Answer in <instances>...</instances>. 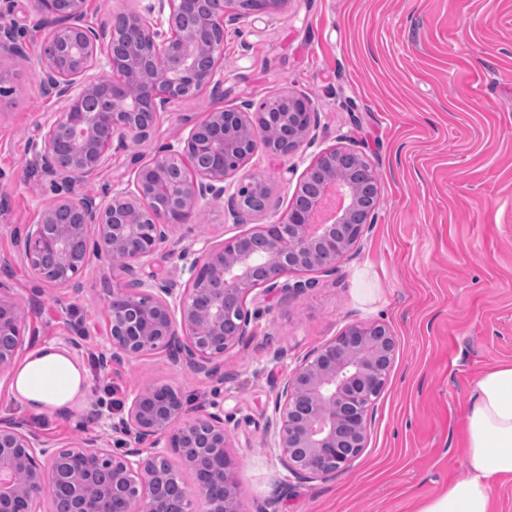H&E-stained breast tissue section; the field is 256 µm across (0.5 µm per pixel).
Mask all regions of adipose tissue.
<instances>
[{
	"mask_svg": "<svg viewBox=\"0 0 512 512\" xmlns=\"http://www.w3.org/2000/svg\"><path fill=\"white\" fill-rule=\"evenodd\" d=\"M85 389L79 360L55 343L23 358L10 386L12 396L35 415L65 413ZM471 399L466 471L444 492L425 501L419 512H493L494 487L512 481V364L484 372Z\"/></svg>",
	"mask_w": 512,
	"mask_h": 512,
	"instance_id": "1",
	"label": "adipose tissue"
}]
</instances>
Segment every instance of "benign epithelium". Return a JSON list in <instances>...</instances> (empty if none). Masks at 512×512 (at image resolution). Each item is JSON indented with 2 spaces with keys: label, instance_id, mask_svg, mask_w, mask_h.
Returning <instances> with one entry per match:
<instances>
[{
  "label": "benign epithelium",
  "instance_id": "benign-epithelium-1",
  "mask_svg": "<svg viewBox=\"0 0 512 512\" xmlns=\"http://www.w3.org/2000/svg\"><path fill=\"white\" fill-rule=\"evenodd\" d=\"M205 0H148L145 12L86 20V0H35L45 31L34 74L57 111L28 144L27 165L67 195L45 206L25 227L19 246L31 270L60 288L81 292L78 272L97 255L114 266L115 284L106 299L108 327L101 360L122 364L168 351L195 374L212 376L224 353L253 335L247 302L286 299L317 285L296 274L336 273L372 223L376 201L354 188L368 165L350 148L314 156L288 209L267 224L243 231L255 211L251 197L269 194L267 182L240 172L262 151L303 159L314 144L315 108L306 94L277 91L258 108L250 103L211 112L187 135L159 146L144 160L133 158L131 176L101 193L87 191L109 167L112 149L127 150L148 139L171 104L202 90L224 87L223 44H204L199 26L224 31L245 23L277 0H236L202 11ZM0 10V60L23 57L16 22ZM126 54H112L116 36ZM167 71L159 80L156 73ZM148 112L152 122L141 125ZM288 125L277 141L263 132ZM207 158L208 166L176 182L183 157ZM336 195L331 224L313 217ZM213 201L224 223L239 232L215 245L195 239L181 245L177 228L194 222ZM177 255L183 286L145 271L157 258ZM26 326L13 290L0 282V376L10 374L24 349ZM395 340L387 325L352 324L281 379L273 406L268 447L298 478L329 476L356 458L364 443L369 404L382 391ZM152 448L112 452L89 437L50 445L21 422L0 418V512H55L60 491L66 512H170L167 486L182 490L179 512H246L230 455L224 411L191 407L170 385L139 390L119 422L111 424ZM190 471L188 489L170 455Z\"/></svg>",
  "mask_w": 512,
  "mask_h": 512
}]
</instances>
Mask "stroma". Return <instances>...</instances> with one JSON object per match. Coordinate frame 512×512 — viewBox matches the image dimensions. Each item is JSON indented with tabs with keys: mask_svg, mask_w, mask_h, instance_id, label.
<instances>
[{
	"mask_svg": "<svg viewBox=\"0 0 512 512\" xmlns=\"http://www.w3.org/2000/svg\"><path fill=\"white\" fill-rule=\"evenodd\" d=\"M27 55L0 95V281L13 289L35 345H73L87 393L64 416H32L0 380V416L52 444L83 438L104 388L119 401L152 385L224 408V426L249 508L277 512H415L465 468L471 389L512 363V0H283L224 32V91L176 101L135 150L113 152L90 185L128 177L133 154L186 134L219 108L260 104L271 92L306 93L316 109L314 151L346 147L377 178L373 221L335 274L288 300L252 305L253 334L224 354L218 376L193 374L157 352L98 368L113 263L92 259L80 293L31 271L18 237L62 196L26 172L27 144L53 101L31 62L42 50L33 0H9ZM284 158L257 154L249 170L283 213L299 180ZM185 241L233 234L221 203L176 230ZM387 324L395 353L368 415L365 446L345 471L301 480L267 445L281 379L354 323Z\"/></svg>",
	"mask_w": 512,
	"mask_h": 512,
	"instance_id": "obj_1",
	"label": "stroma"
}]
</instances>
